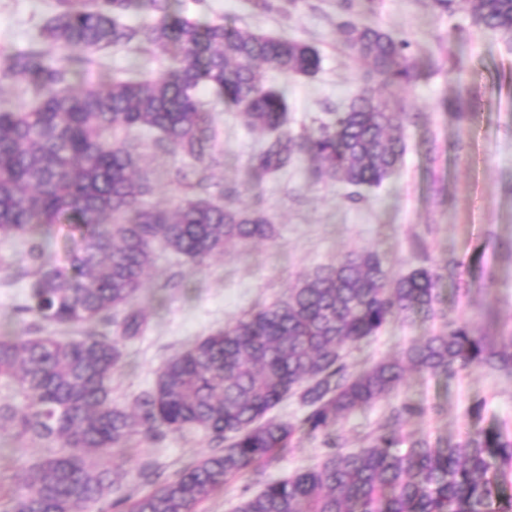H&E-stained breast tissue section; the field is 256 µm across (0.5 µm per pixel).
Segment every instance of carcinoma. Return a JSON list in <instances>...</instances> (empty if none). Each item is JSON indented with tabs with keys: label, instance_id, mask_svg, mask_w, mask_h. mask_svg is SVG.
Segmentation results:
<instances>
[{
	"label": "carcinoma",
	"instance_id": "1",
	"mask_svg": "<svg viewBox=\"0 0 512 512\" xmlns=\"http://www.w3.org/2000/svg\"><path fill=\"white\" fill-rule=\"evenodd\" d=\"M444 13L464 11L479 26L512 33V0H433ZM337 34L375 81L335 109L313 132L287 128L284 93L264 69L308 77L320 68L305 43L181 16L173 0H57L40 37L64 50L59 60L35 43L5 58L0 79L22 78L32 101L0 107V240L26 246L35 269L21 311L55 325L103 323L116 335L89 332L0 336V431L45 443L28 465L6 512H200L224 485L268 464L298 434L322 436L323 460L291 478L268 481L237 512H512L504 485L512 475V434L475 431L460 444L411 441L399 429L420 413L392 409L391 424L364 448L337 445L339 419L398 392L409 368L452 376L469 367L512 375V336H477L450 322L411 343L400 356L356 373L346 349L377 335L393 318L439 314L443 274L417 268L391 276L372 250L352 252L298 280L284 298L168 358L133 410L112 404L120 340L141 336L146 318L134 304L146 287L155 246L196 263L274 236L258 210L228 208L208 196H186L171 209L147 207L142 156L128 137L155 134L163 153L198 162L211 156L213 117L198 97L214 91L245 125L265 136L251 157L255 182L297 160L312 176L359 189L380 185L401 162L411 121L403 99L419 72L410 43L350 16ZM145 45L167 56L154 78L90 80L94 54ZM81 247L60 262L45 244L62 225ZM305 413L295 422L267 417L288 395ZM197 428L217 449L177 477L131 498L112 470V454L138 437L160 440Z\"/></svg>",
	"mask_w": 512,
	"mask_h": 512
}]
</instances>
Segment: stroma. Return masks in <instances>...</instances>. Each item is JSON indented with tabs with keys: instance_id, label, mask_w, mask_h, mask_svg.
<instances>
[{
	"instance_id": "obj_1",
	"label": "stroma",
	"mask_w": 512,
	"mask_h": 512,
	"mask_svg": "<svg viewBox=\"0 0 512 512\" xmlns=\"http://www.w3.org/2000/svg\"><path fill=\"white\" fill-rule=\"evenodd\" d=\"M274 4L261 12L251 0H186L182 11L191 19L220 17L231 27L285 35L318 49L322 62L315 76L267 74L269 85L288 91V126L294 131L317 127L364 84L363 68L336 32L344 11L410 41L420 77L405 105L419 118L406 129L403 163L381 187L364 190L356 203L348 200L346 186L311 177L303 161L255 183L248 165L262 136L250 132L238 112L208 88L198 96L213 115L216 163L201 170L181 157L157 153L152 134L136 137L132 147L144 158L151 186L148 205L172 208L202 171L224 188V205L261 211L276 234L227 246L201 265L157 250L137 301L147 328L122 342V362L112 376L115 403L132 406L153 386L166 359L280 298L315 268L362 249L377 252L393 275L455 261V276L437 285L448 320L468 324L478 336L512 334V37L476 26L467 13H443L432 0ZM53 8L54 0H0V50L27 48ZM104 60L110 70L137 76H157L167 66L165 56L141 49L111 50ZM22 266L16 245L0 242V333L33 335L43 328L19 309L30 284ZM432 327L429 321L391 320L377 336L350 349L347 362L355 371L393 356ZM396 399L423 409L402 426L406 442L425 438L456 444L472 430L512 432V378L475 366L450 379L412 371L395 399H381L340 421L343 448L365 446ZM210 450L202 432L186 430L117 452L112 466L121 472L125 492L135 496L148 488L140 474L144 463L171 478ZM46 453L38 442L0 438V512L24 467ZM325 453L321 437L298 436L270 465L225 485L204 503L203 512H236L265 481L312 467Z\"/></svg>"
}]
</instances>
